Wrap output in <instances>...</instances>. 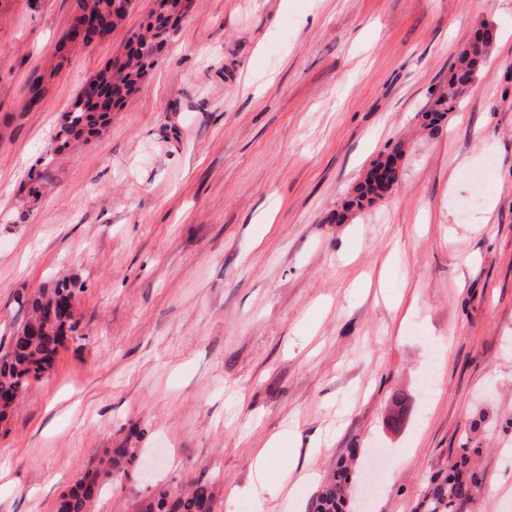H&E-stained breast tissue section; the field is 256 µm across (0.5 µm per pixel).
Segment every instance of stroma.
<instances>
[{
  "label": "stroma",
  "instance_id": "35a3bbf8",
  "mask_svg": "<svg viewBox=\"0 0 512 512\" xmlns=\"http://www.w3.org/2000/svg\"><path fill=\"white\" fill-rule=\"evenodd\" d=\"M154 8L131 0L85 46L77 0H0V337L17 296L83 284L82 336L0 423V512H56L108 448L152 467L91 512L190 479L214 512H254L230 490L287 429L270 512H311L305 472L352 448L366 512H413L470 435L484 479L464 512H512V0H193L101 133L43 163ZM487 21L486 64L423 129ZM396 147L397 184L337 220ZM483 34L484 32L482 30H478L474 39L458 55L457 61L448 76V93L434 98L424 111L423 119L425 124L431 129H437L439 127L438 123L444 120L448 116V113L456 110L462 99V95L465 93L466 88L460 89L456 86V69L468 68V73L471 75L470 80L472 81L477 78L478 71L484 59L481 58L479 61L475 59L476 56H479L476 47L477 42L481 40Z\"/></svg>",
  "mask_w": 512,
  "mask_h": 512
}]
</instances>
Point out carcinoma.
<instances>
[{"label":"carcinoma","mask_w":512,"mask_h":512,"mask_svg":"<svg viewBox=\"0 0 512 512\" xmlns=\"http://www.w3.org/2000/svg\"><path fill=\"white\" fill-rule=\"evenodd\" d=\"M180 0H161L147 22L137 33L138 49L127 48L124 62L112 64L100 74L102 84L112 96L113 107L120 106L137 83L153 66L157 52L167 44L169 29L179 20ZM483 31L479 30L469 45L458 55L448 76V93L429 103L424 111L425 124L432 129L439 127L448 113L456 110L465 90L456 86V70L468 69L471 78H477L483 61L478 56L477 42ZM91 95L77 96L69 111L62 114L55 135L54 151L93 136L109 113L96 111ZM383 196L376 188L360 183L355 195L343 204L346 211L361 210L364 203H371ZM82 284L74 278L62 279L52 288H41L31 296L17 298L24 310V319L14 327L7 350L0 354V393L21 396L34 381L40 380L53 365L60 346L67 337L80 335L79 320L73 315L77 293ZM359 449L352 448L347 459L340 461L329 475L317 495L313 512H346L354 485L352 461ZM483 449L467 445L455 449L448 462V469L432 475L422 489L414 512H461L463 506L479 494L483 473L479 460ZM141 456L135 448H108L97 464L88 469L78 483L62 495L57 512H91L95 492L105 484L102 471L112 473V481L130 480L138 473ZM214 497L211 486L200 481L189 482L185 492L158 491L145 502L138 512H213Z\"/></svg>","instance_id":"cac0c4a2"}]
</instances>
